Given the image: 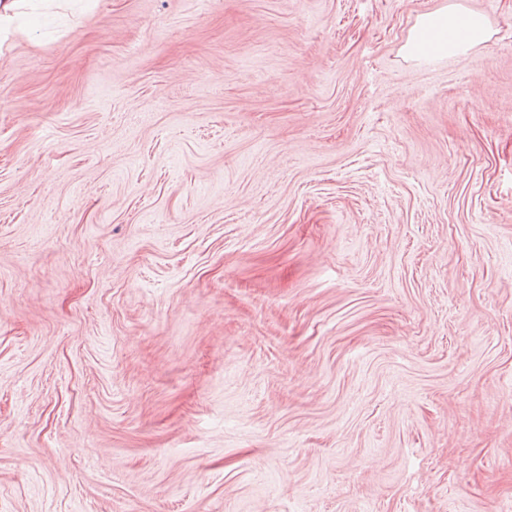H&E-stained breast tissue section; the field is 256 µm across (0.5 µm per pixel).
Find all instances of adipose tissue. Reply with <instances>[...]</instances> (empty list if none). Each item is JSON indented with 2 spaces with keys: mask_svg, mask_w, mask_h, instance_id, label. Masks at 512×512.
Listing matches in <instances>:
<instances>
[{
  "mask_svg": "<svg viewBox=\"0 0 512 512\" xmlns=\"http://www.w3.org/2000/svg\"><path fill=\"white\" fill-rule=\"evenodd\" d=\"M490 37L482 13L451 5L421 15L402 52L413 61L450 59L486 43Z\"/></svg>",
  "mask_w": 512,
  "mask_h": 512,
  "instance_id": "obj_1",
  "label": "adipose tissue"
}]
</instances>
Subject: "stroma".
<instances>
[{
  "instance_id": "stroma-1",
  "label": "stroma",
  "mask_w": 512,
  "mask_h": 512,
  "mask_svg": "<svg viewBox=\"0 0 512 512\" xmlns=\"http://www.w3.org/2000/svg\"><path fill=\"white\" fill-rule=\"evenodd\" d=\"M451 4L490 41L405 60ZM0 512H512V0L1 43Z\"/></svg>"
}]
</instances>
